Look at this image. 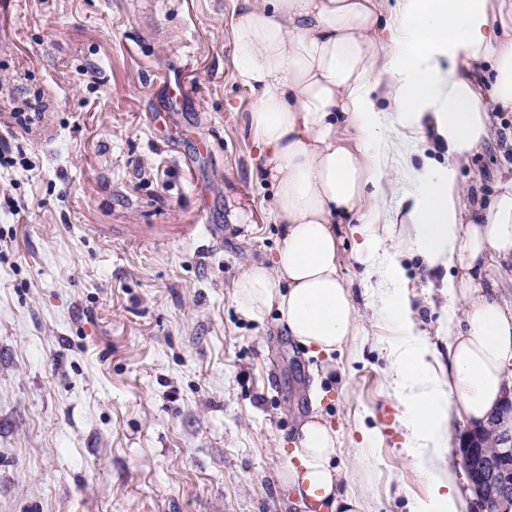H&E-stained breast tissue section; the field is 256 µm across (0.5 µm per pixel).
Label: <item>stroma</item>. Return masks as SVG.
Instances as JSON below:
<instances>
[{
    "mask_svg": "<svg viewBox=\"0 0 512 512\" xmlns=\"http://www.w3.org/2000/svg\"><path fill=\"white\" fill-rule=\"evenodd\" d=\"M233 0H9L0 127V512H302L283 441L315 382L346 488L378 512L428 499L388 385V289L342 246L364 334L321 363L234 301L281 244L233 79ZM224 232L206 248L191 231Z\"/></svg>",
    "mask_w": 512,
    "mask_h": 512,
    "instance_id": "stroma-1",
    "label": "stroma"
}]
</instances>
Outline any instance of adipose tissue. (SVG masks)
Segmentation results:
<instances>
[{
    "label": "adipose tissue",
    "mask_w": 512,
    "mask_h": 512,
    "mask_svg": "<svg viewBox=\"0 0 512 512\" xmlns=\"http://www.w3.org/2000/svg\"><path fill=\"white\" fill-rule=\"evenodd\" d=\"M229 26L270 220L284 227L270 260L238 276L235 302L257 321L277 312L301 347L333 359L361 334L341 273L345 226L360 236L358 259L391 246L381 278L397 285L388 310L401 341L389 387L406 447L426 457L419 512H463L456 422L512 429V168L463 173L478 155L512 151V0H396L390 17L378 0H237ZM429 131L445 163L408 165L409 144ZM407 176L417 193L401 192ZM407 251L447 273L444 377L404 287ZM341 448L313 407L284 474L306 512H375L343 490Z\"/></svg>",
    "instance_id": "ef3b65f1"
}]
</instances>
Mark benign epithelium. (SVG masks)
<instances>
[{
	"label": "benign epithelium",
	"mask_w": 512,
	"mask_h": 512,
	"mask_svg": "<svg viewBox=\"0 0 512 512\" xmlns=\"http://www.w3.org/2000/svg\"><path fill=\"white\" fill-rule=\"evenodd\" d=\"M499 448L489 453L485 450L484 435L477 431L467 432L463 448V460L471 484L482 504L492 497L498 512H512V434L497 438Z\"/></svg>",
	"instance_id": "7a95c632"
}]
</instances>
